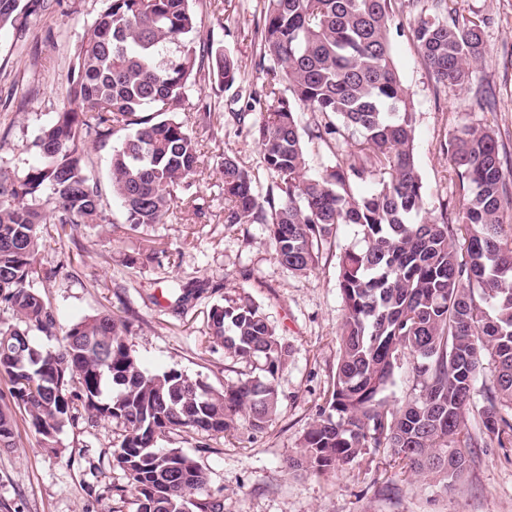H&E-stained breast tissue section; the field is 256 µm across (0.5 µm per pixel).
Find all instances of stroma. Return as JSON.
<instances>
[{"label":"stroma","mask_w":512,"mask_h":512,"mask_svg":"<svg viewBox=\"0 0 512 512\" xmlns=\"http://www.w3.org/2000/svg\"><path fill=\"white\" fill-rule=\"evenodd\" d=\"M460 20L483 22L485 52L463 88L437 84L425 66L412 29L431 14V0H395L394 60L415 107V160L424 186L422 216L457 213L462 196L448 142L465 124L493 129L512 159V0H454ZM102 0H51L22 29L0 30V99L27 91L21 108H0V166L23 170L37 161L32 141L65 99L74 54ZM202 37L213 38L241 67L245 84L260 87L255 25L257 0H198ZM217 94L209 125L198 133L205 162L179 199L203 197L205 213L177 210L175 218L140 233L125 230L123 212L105 196V224H85L74 236L48 238L37 266L57 270L45 294L61 326L108 311L131 322L128 342L151 372L177 369L216 391L255 375L253 363L209 341V310L222 299L250 296L287 346L276 377L280 405L259 431L239 423L224 433L182 432L172 446L195 457L208 473L206 493L223 498L224 512H512V446L485 433L468 474L449 488L424 482L387 450L368 451L326 474L292 472L288 460L326 408L338 359L342 300L338 257L361 244L359 228L342 226L319 252L315 268L295 275L282 267L266 225L224 223L220 163L232 156L253 174L259 194L273 179L246 129L231 118L249 108L234 91L211 84L192 88L190 101ZM309 171L324 174L334 155L349 152L355 136L323 142L312 133L315 112L297 115ZM176 253V263L151 259L152 248ZM208 289L186 308L172 292L195 282ZM15 446L0 449V512H135V490L112 464L121 433L110 421L66 428L46 448L16 415Z\"/></svg>","instance_id":"stroma-1"}]
</instances>
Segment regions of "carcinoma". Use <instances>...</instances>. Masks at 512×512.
Wrapping results in <instances>:
<instances>
[{"instance_id": "obj_1", "label": "carcinoma", "mask_w": 512, "mask_h": 512, "mask_svg": "<svg viewBox=\"0 0 512 512\" xmlns=\"http://www.w3.org/2000/svg\"><path fill=\"white\" fill-rule=\"evenodd\" d=\"M75 54L67 104L32 141L39 165L0 168V376L14 407L46 448L79 420L112 421L124 434L112 452L136 490V512H224L203 493L204 468L161 442L178 432L224 433L238 419L259 431L279 403L274 380L288 350L250 299H226L209 312L211 342L262 361L263 377L215 391L181 371L151 373L127 343L129 322L107 312L66 329L36 287L56 271L34 263L44 229L74 235L107 221L99 180L80 145L105 146L112 196L129 230L164 224L176 190L204 162L188 122L176 118L196 80L223 89L240 82L238 61L202 39L192 0H105ZM257 22L265 81L259 118L233 113L262 154L275 190L260 198L236 159L221 162L224 224H266L276 256L305 275L320 247L355 224L359 248L339 257L343 314L339 359L327 408L303 435L297 469L334 470L369 448H389L417 476L448 488L474 463L483 438L512 443V173L495 133L464 126L448 153L464 191L456 223L418 220L423 184L414 154V108L393 59L394 0H261ZM40 0H0V30L24 24ZM413 37L435 81L463 86L484 54L480 25H462L448 0H433ZM317 112L316 137L359 134L356 150L309 174L296 113ZM379 177L364 194L355 189ZM466 231L465 253L455 236ZM55 344L13 346L33 334ZM417 362L418 392L396 408L383 397L403 356ZM489 381L476 387L484 369ZM480 395L482 402L475 401ZM15 445V421L0 408V449Z\"/></svg>"}]
</instances>
